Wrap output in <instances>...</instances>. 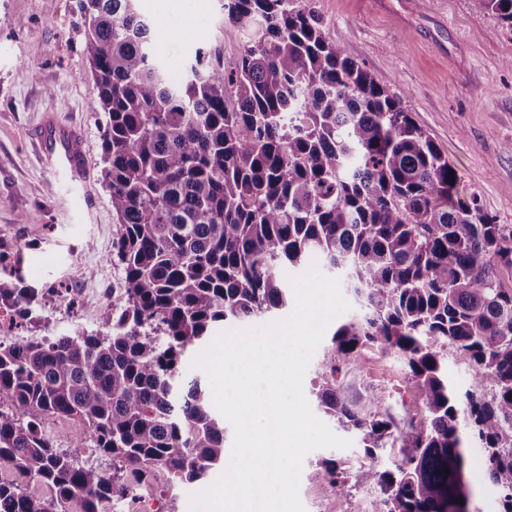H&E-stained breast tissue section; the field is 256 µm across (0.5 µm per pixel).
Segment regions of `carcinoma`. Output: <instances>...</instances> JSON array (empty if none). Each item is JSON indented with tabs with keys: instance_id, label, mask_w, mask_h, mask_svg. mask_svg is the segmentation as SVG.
Masks as SVG:
<instances>
[{
	"instance_id": "cac0c4a2",
	"label": "carcinoma",
	"mask_w": 512,
	"mask_h": 512,
	"mask_svg": "<svg viewBox=\"0 0 512 512\" xmlns=\"http://www.w3.org/2000/svg\"><path fill=\"white\" fill-rule=\"evenodd\" d=\"M512 23V0H473ZM106 115L105 180L122 292L104 331L0 342V512H109L161 470L193 484L224 462L225 419L188 355L224 323L286 306L285 268L335 270L361 314L333 334L316 396L358 434L373 512H463L465 439L512 512V227L458 197L456 170L373 73L326 37L311 0H228L250 40L229 67L203 49L157 62L136 0H78ZM366 346L406 360L421 403L403 429L340 402L337 364ZM465 356L485 392L444 370ZM83 426L81 457L42 432ZM402 457L387 467V446ZM342 463L314 477L345 488Z\"/></svg>"
}]
</instances>
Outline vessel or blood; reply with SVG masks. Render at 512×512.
<instances>
[{
    "label": "vessel or blood",
    "mask_w": 512,
    "mask_h": 512,
    "mask_svg": "<svg viewBox=\"0 0 512 512\" xmlns=\"http://www.w3.org/2000/svg\"><path fill=\"white\" fill-rule=\"evenodd\" d=\"M33 139L43 164L68 185L79 189L81 205L89 206V198L83 193L87 159L80 130L59 121L54 115L46 114L34 127Z\"/></svg>",
    "instance_id": "b4317fda"
}]
</instances>
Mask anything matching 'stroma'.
I'll use <instances>...</instances> for the list:
<instances>
[{
    "mask_svg": "<svg viewBox=\"0 0 512 512\" xmlns=\"http://www.w3.org/2000/svg\"><path fill=\"white\" fill-rule=\"evenodd\" d=\"M225 0H137L149 18L157 60L184 73L196 49L211 63H232L248 41ZM324 32L345 55L368 68L400 98L459 177L461 197H476L512 226V25L474 8L472 0H312ZM77 0H0V282L26 291L25 319L2 318L0 341L23 343L96 333L120 290L112 264L119 230L102 176L103 113L82 54ZM80 125L85 137L89 208L42 164L31 139L41 115ZM344 460L348 479L361 468L355 448H323L303 461L299 496L305 512H366L373 491L351 495L315 481L321 459ZM467 479L473 512H499V492L471 444ZM149 512H189L188 496L203 483L170 486L152 478Z\"/></svg>",
    "mask_w": 512,
    "mask_h": 512,
    "instance_id": "35a3bbf8",
    "label": "stroma"
}]
</instances>
